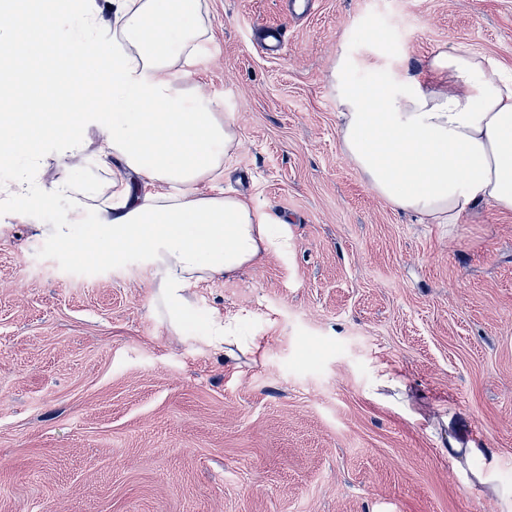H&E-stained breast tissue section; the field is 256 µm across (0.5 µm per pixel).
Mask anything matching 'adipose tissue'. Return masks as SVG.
<instances>
[{
  "instance_id": "adipose-tissue-1",
  "label": "adipose tissue",
  "mask_w": 512,
  "mask_h": 512,
  "mask_svg": "<svg viewBox=\"0 0 512 512\" xmlns=\"http://www.w3.org/2000/svg\"><path fill=\"white\" fill-rule=\"evenodd\" d=\"M60 0H0V17L23 18L0 36V166L46 148L71 158L86 127L107 149L110 202L75 237L92 183L57 184L70 197L66 223L51 232L74 256L113 246L136 252L157 284L156 300L179 327L201 282L235 275L275 251L273 219L242 198L212 193L223 158L238 144L212 101L175 87V55H191L207 28L200 0H112L120 25L101 30L94 11L58 22ZM338 54L332 77L341 152L376 194L423 224H456L477 207L512 211V79L470 49L437 50L402 91L364 92ZM141 192L129 190L128 174Z\"/></svg>"
}]
</instances>
